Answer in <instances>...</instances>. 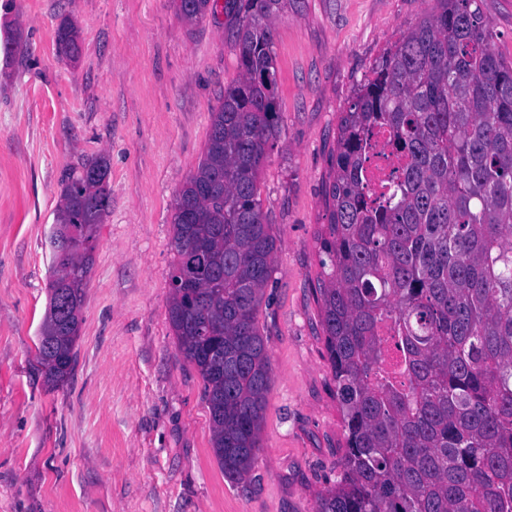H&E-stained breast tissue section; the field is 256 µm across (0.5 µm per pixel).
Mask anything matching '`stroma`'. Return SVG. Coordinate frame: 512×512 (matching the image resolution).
Masks as SVG:
<instances>
[{"instance_id":"stroma-1","label":"stroma","mask_w":512,"mask_h":512,"mask_svg":"<svg viewBox=\"0 0 512 512\" xmlns=\"http://www.w3.org/2000/svg\"><path fill=\"white\" fill-rule=\"evenodd\" d=\"M431 0H288L274 26L280 137L260 173L278 240L259 310L272 383L260 450L231 483L203 383L168 319L173 203L240 75L234 0H0V512H315L344 431L321 328L317 234L339 117ZM82 51L56 50L61 21ZM104 156L76 365L38 360L60 178Z\"/></svg>"}]
</instances>
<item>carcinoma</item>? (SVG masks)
<instances>
[{"instance_id":"obj_1","label":"carcinoma","mask_w":512,"mask_h":512,"mask_svg":"<svg viewBox=\"0 0 512 512\" xmlns=\"http://www.w3.org/2000/svg\"><path fill=\"white\" fill-rule=\"evenodd\" d=\"M217 2L178 11L193 23ZM287 2L236 0L241 74L174 200L169 322L202 379L212 451L236 484L259 451L272 382L258 314L278 246L259 173L279 137L274 22ZM434 2L338 123L318 293L345 451L315 512H512V59L495 48L484 0ZM56 45L79 56L74 23H60ZM376 129L398 169L382 193L364 178ZM92 168L108 174L102 156L64 171L51 233L38 357L53 384L75 366L111 203L108 180H88ZM214 181L211 196L195 194ZM198 243L204 260L194 264ZM185 278L198 283L195 307L176 287Z\"/></svg>"}]
</instances>
